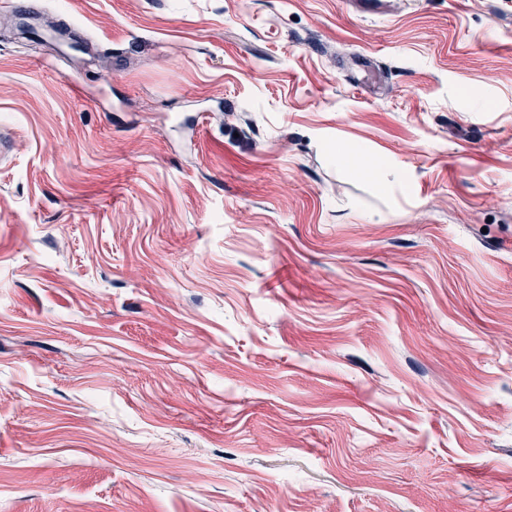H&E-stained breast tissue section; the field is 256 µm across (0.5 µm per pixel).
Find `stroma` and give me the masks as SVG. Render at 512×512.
Masks as SVG:
<instances>
[{
    "label": "stroma",
    "mask_w": 512,
    "mask_h": 512,
    "mask_svg": "<svg viewBox=\"0 0 512 512\" xmlns=\"http://www.w3.org/2000/svg\"><path fill=\"white\" fill-rule=\"evenodd\" d=\"M135 501L512 512V0H0V512Z\"/></svg>",
    "instance_id": "obj_1"
}]
</instances>
